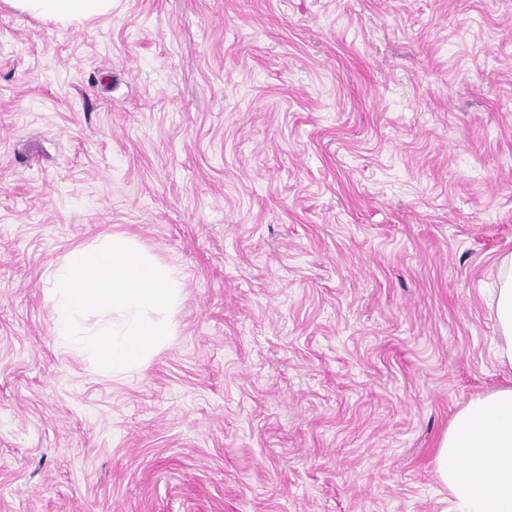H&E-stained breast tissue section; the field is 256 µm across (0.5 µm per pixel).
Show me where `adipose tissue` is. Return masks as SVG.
Here are the masks:
<instances>
[{"label": "adipose tissue", "instance_id": "adipose-tissue-1", "mask_svg": "<svg viewBox=\"0 0 512 512\" xmlns=\"http://www.w3.org/2000/svg\"><path fill=\"white\" fill-rule=\"evenodd\" d=\"M21 12L61 23L107 15L112 0H7ZM498 342L495 357L512 369V254L499 264L491 301ZM449 512H512V386L462 404L436 454Z\"/></svg>", "mask_w": 512, "mask_h": 512}]
</instances>
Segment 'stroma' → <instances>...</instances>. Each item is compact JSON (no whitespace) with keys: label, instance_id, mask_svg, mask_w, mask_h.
<instances>
[{"label":"stroma","instance_id":"obj_1","mask_svg":"<svg viewBox=\"0 0 512 512\" xmlns=\"http://www.w3.org/2000/svg\"><path fill=\"white\" fill-rule=\"evenodd\" d=\"M112 232L182 276L124 375L48 291ZM510 253L512 0H0V512H444ZM14 9L61 23L107 15L112 0H5Z\"/></svg>","mask_w":512,"mask_h":512}]
</instances>
